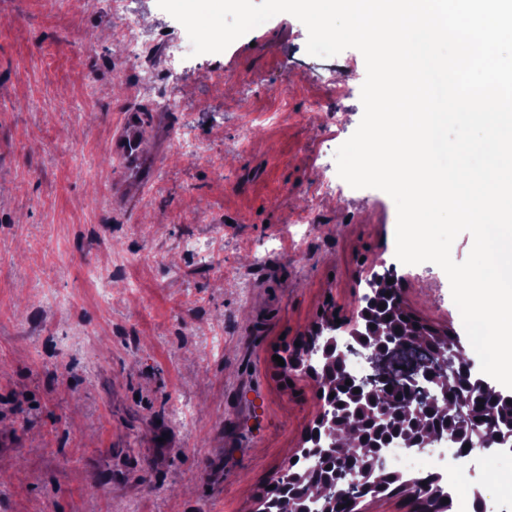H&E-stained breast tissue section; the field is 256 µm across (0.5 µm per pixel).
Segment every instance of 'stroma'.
<instances>
[{
  "instance_id": "35a3bbf8",
  "label": "stroma",
  "mask_w": 512,
  "mask_h": 512,
  "mask_svg": "<svg viewBox=\"0 0 512 512\" xmlns=\"http://www.w3.org/2000/svg\"><path fill=\"white\" fill-rule=\"evenodd\" d=\"M126 4L148 87L112 39V0H0V512H259L324 405L317 380L275 358L323 311L356 318L372 273L478 357L444 271L397 259L393 199L320 195L327 145L363 116L362 54L309 55L281 13L187 59L174 85L175 19ZM174 91L153 185L113 208L114 130ZM189 238L213 239L217 264Z\"/></svg>"
}]
</instances>
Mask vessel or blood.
I'll return each mask as SVG.
<instances>
[{
  "label": "vessel or blood",
  "instance_id": "b4317fda",
  "mask_svg": "<svg viewBox=\"0 0 512 512\" xmlns=\"http://www.w3.org/2000/svg\"><path fill=\"white\" fill-rule=\"evenodd\" d=\"M159 133L158 119H150L138 109L125 112L120 128L112 138L110 155L118 173L112 181L113 207L130 209L146 188L153 184L157 157L149 149Z\"/></svg>",
  "mask_w": 512,
  "mask_h": 512
}]
</instances>
